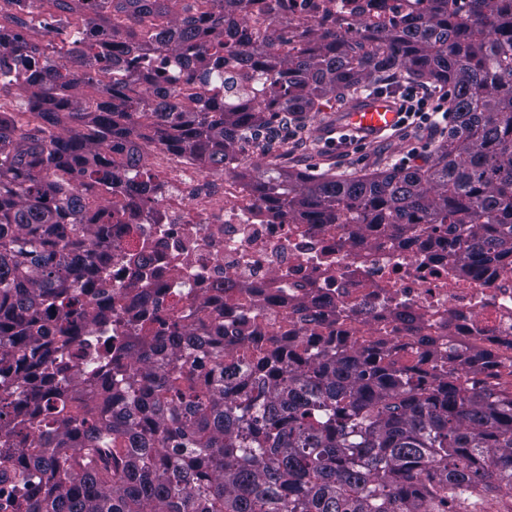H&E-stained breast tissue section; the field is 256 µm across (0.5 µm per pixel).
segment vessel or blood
Instances as JSON below:
<instances>
[{"label": "vessel or blood", "mask_w": 512, "mask_h": 512, "mask_svg": "<svg viewBox=\"0 0 512 512\" xmlns=\"http://www.w3.org/2000/svg\"><path fill=\"white\" fill-rule=\"evenodd\" d=\"M400 117L398 99L379 94L359 96L336 115L334 127L325 128L323 136L333 132L348 131L363 141H374L387 136L397 125Z\"/></svg>", "instance_id": "vessel-or-blood-1"}]
</instances>
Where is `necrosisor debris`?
I'll return each instance as SVG.
<instances>
[{
	"mask_svg": "<svg viewBox=\"0 0 512 512\" xmlns=\"http://www.w3.org/2000/svg\"><path fill=\"white\" fill-rule=\"evenodd\" d=\"M427 8L426 0H276L297 45L317 25L410 18ZM245 32L275 39L261 0L226 11L225 44ZM139 54L154 64L160 95L181 106L200 69L162 45ZM126 146L141 163L112 173L124 208L96 209L98 248L111 258L84 284L91 318L58 386L94 395L113 373L97 359L98 347L108 339L113 352L122 351L135 326L151 343L175 325L199 336L220 326L235 339L294 333L303 310L324 300L333 303L326 323L337 335L401 355L417 351L424 335L428 353L452 354L457 365L491 353L501 373L512 374V263L492 260L471 274L444 238L298 224L287 209L269 208L246 177L206 169L197 155L172 153L139 134ZM227 278L238 285L235 296L217 290Z\"/></svg>",
	"mask_w": 512,
	"mask_h": 512,
	"instance_id": "necrosis-or-debris-1",
	"label": "necrosis or debris"
}]
</instances>
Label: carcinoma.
Segmentation results:
<instances>
[{"mask_svg": "<svg viewBox=\"0 0 512 512\" xmlns=\"http://www.w3.org/2000/svg\"><path fill=\"white\" fill-rule=\"evenodd\" d=\"M0 0V93L25 84L34 131L0 125V374L32 382L16 418L0 389V512H476L481 497L512 489V392L478 367L459 382L447 362L396 359L361 343L339 349L325 313L309 309L293 336L252 341L226 362L224 335L199 340L208 370L167 340L137 350L132 372L105 380L91 400L61 389L56 353L76 342L88 308L78 280L97 261L95 218L78 184L137 168L124 151L140 128L174 151L230 171L283 115L297 127L336 99L392 79L448 91V138L421 166L334 174L274 160L249 176L269 207L302 224L360 225L393 235L447 233L463 264L512 255V0H431L415 20L356 22L354 35L316 27L306 45L226 46L215 39L239 0ZM123 29L132 43H171L217 78L187 84L166 119L156 74L108 77L117 45L92 35ZM64 34L48 54L33 28ZM265 72V98L223 73L224 51ZM207 100L197 111L193 102ZM63 320L39 351V310Z\"/></svg>", "mask_w": 512, "mask_h": 512, "instance_id": "obj_1", "label": "carcinoma"}]
</instances>
